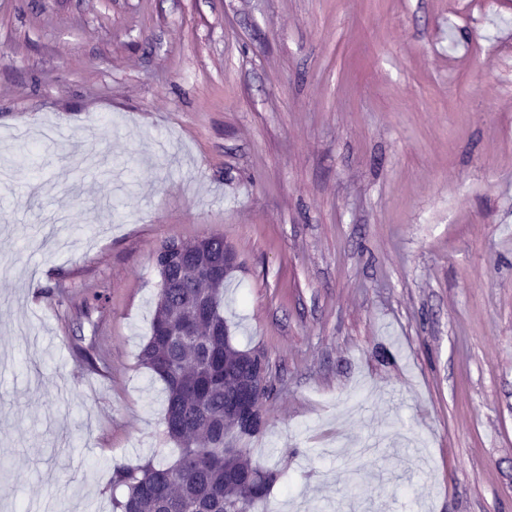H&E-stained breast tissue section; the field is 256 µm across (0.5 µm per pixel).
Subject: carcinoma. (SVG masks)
<instances>
[{"mask_svg": "<svg viewBox=\"0 0 512 512\" xmlns=\"http://www.w3.org/2000/svg\"><path fill=\"white\" fill-rule=\"evenodd\" d=\"M192 292L205 295L210 311L196 319L197 336L170 344L158 338L162 323L188 308L186 293L177 288L159 290L151 335L138 358L164 384V433L180 448L172 464H130L118 469L113 485L124 488L113 498V512H225L250 506L264 498L276 479L274 473L253 464L245 455L229 469L235 480H224V422L241 434L263 426L261 403L271 393L257 395L255 410L237 421L224 417V392L234 378L267 367L264 354L234 346L224 321V285L200 282Z\"/></svg>", "mask_w": 512, "mask_h": 512, "instance_id": "cac0c4a2", "label": "carcinoma"}]
</instances>
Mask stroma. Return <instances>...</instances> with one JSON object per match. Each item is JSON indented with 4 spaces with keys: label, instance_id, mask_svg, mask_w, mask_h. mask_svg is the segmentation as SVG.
<instances>
[{
    "label": "stroma",
    "instance_id": "1",
    "mask_svg": "<svg viewBox=\"0 0 512 512\" xmlns=\"http://www.w3.org/2000/svg\"><path fill=\"white\" fill-rule=\"evenodd\" d=\"M0 512L172 463L158 244L273 391L250 512H512V0H0ZM200 250L202 251V257H196L194 254L192 261L198 272L211 281H222L224 275L236 264L235 255L227 250L224 251L223 262L217 257L204 255L203 247H200Z\"/></svg>",
    "mask_w": 512,
    "mask_h": 512
}]
</instances>
